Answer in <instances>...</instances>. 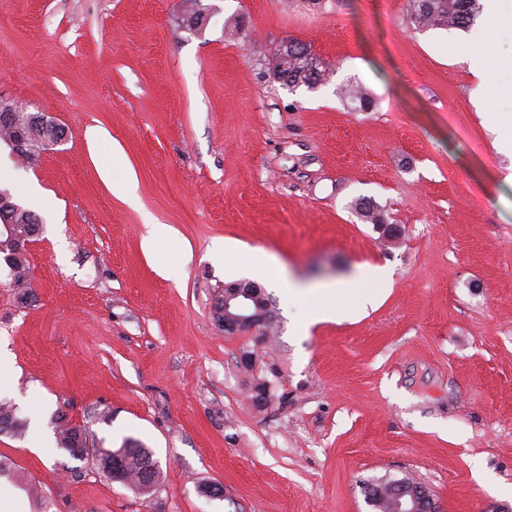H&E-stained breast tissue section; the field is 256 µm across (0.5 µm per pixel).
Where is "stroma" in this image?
<instances>
[{"mask_svg":"<svg viewBox=\"0 0 512 512\" xmlns=\"http://www.w3.org/2000/svg\"><path fill=\"white\" fill-rule=\"evenodd\" d=\"M201 3L190 28L182 0H0V96L64 131L34 167L0 143L6 185L41 222L28 299L0 261V400L29 421L0 434L16 475L0 498L36 512L33 484L49 512H375L365 484L410 477L442 512H512V159L467 62L487 12L420 31L408 0ZM492 40L512 56V33ZM288 41L328 63L316 88L277 78ZM351 83L368 109L343 97ZM106 163L111 182L134 175L137 205ZM149 222L170 235L148 251ZM260 254L343 283L337 320L262 278L274 340L224 334L215 297ZM367 264L386 276L363 310ZM61 408L93 443L142 441L157 491L58 448ZM213 485L226 498L203 495Z\"/></svg>","mask_w":512,"mask_h":512,"instance_id":"stroma-1","label":"stroma"}]
</instances>
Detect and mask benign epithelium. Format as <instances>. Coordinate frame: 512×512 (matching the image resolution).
<instances>
[{
    "instance_id": "obj_1",
    "label": "benign epithelium",
    "mask_w": 512,
    "mask_h": 512,
    "mask_svg": "<svg viewBox=\"0 0 512 512\" xmlns=\"http://www.w3.org/2000/svg\"><path fill=\"white\" fill-rule=\"evenodd\" d=\"M6 243L17 255L27 252L29 242L15 235L11 226L4 225ZM224 333L235 335L246 330H261L273 321L271 303L261 287L251 282H235L224 286L215 299ZM389 493L390 512H439V506L429 489L422 484L409 485L400 480H380L365 487L369 504Z\"/></svg>"
}]
</instances>
